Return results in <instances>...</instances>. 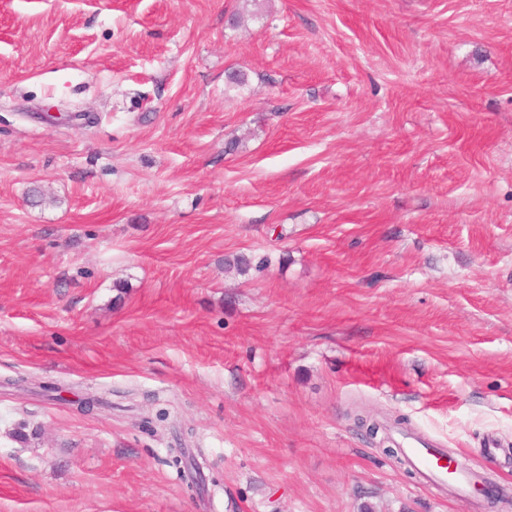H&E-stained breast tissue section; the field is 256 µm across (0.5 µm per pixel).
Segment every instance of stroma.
<instances>
[{
  "label": "stroma",
  "mask_w": 512,
  "mask_h": 512,
  "mask_svg": "<svg viewBox=\"0 0 512 512\" xmlns=\"http://www.w3.org/2000/svg\"><path fill=\"white\" fill-rule=\"evenodd\" d=\"M0 512H512V0H0ZM404 440L406 446L401 449L407 459L430 483L463 491L476 481L472 473L458 470L447 462L442 448H434L416 435H406Z\"/></svg>",
  "instance_id": "obj_1"
}]
</instances>
